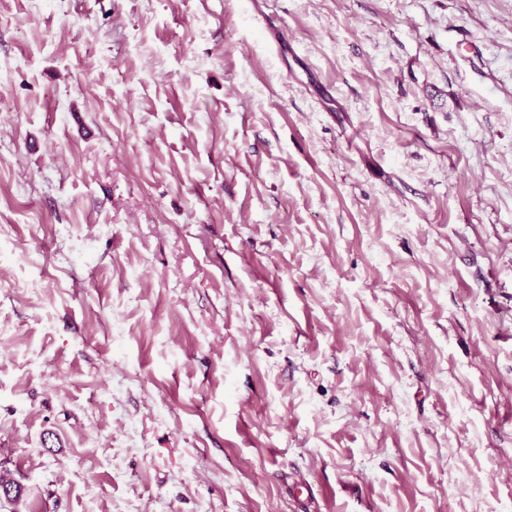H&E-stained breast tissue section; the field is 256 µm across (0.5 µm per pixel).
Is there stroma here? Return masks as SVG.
<instances>
[{
  "label": "stroma",
  "instance_id": "1",
  "mask_svg": "<svg viewBox=\"0 0 512 512\" xmlns=\"http://www.w3.org/2000/svg\"><path fill=\"white\" fill-rule=\"evenodd\" d=\"M0 512H512V0H0Z\"/></svg>",
  "mask_w": 512,
  "mask_h": 512
}]
</instances>
